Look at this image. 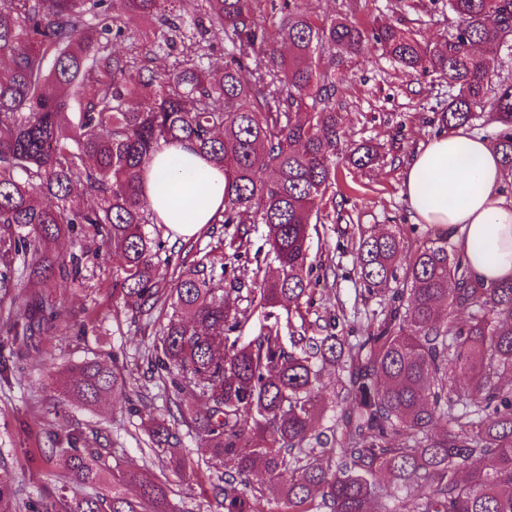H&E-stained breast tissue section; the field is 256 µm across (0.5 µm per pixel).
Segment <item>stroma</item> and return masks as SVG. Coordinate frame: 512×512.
Listing matches in <instances>:
<instances>
[{
	"mask_svg": "<svg viewBox=\"0 0 512 512\" xmlns=\"http://www.w3.org/2000/svg\"><path fill=\"white\" fill-rule=\"evenodd\" d=\"M354 19L363 26L397 24L411 30L421 44L435 45L448 33V9L439 0H359ZM336 105L346 139L382 146L383 161L359 171L340 168L336 191L319 205L320 221L312 233L309 261L316 279L311 302L291 315L293 327L308 323L318 335L316 317L332 319L342 336L364 335L365 310L375 308L357 275L352 245L360 231L383 232L400 226L412 241L434 235L429 224L413 223L401 192V175L416 150L438 133V104L447 88L431 78L404 70L383 57L373 43L361 56L345 60L336 72ZM166 243L164 286L191 265L227 263L225 288L239 289L247 310L243 335L264 325L259 306L258 265L267 262L262 225H205L181 237L162 229ZM243 240L241 255L230 258L225 240ZM51 298L57 305L58 333L41 337L36 349H24L0 332V358L9 360L0 376V483L11 489L0 512H44L59 498H82L95 487L66 478L52 439L63 426L79 427L83 447L108 454L119 466L136 467L166 485L175 512H223L211 486L221 476L220 459L205 453L194 430L178 425V443L161 448L150 439L154 418L172 409L165 371L149 365L162 320L136 316L112 291V266L88 261L81 281L56 279ZM116 365L128 390L87 407L64 399L60 386L72 365L84 359Z\"/></svg>",
	"mask_w": 512,
	"mask_h": 512,
	"instance_id": "stroma-1",
	"label": "stroma"
}]
</instances>
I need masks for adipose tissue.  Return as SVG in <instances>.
<instances>
[{
    "instance_id": "obj_1",
    "label": "adipose tissue",
    "mask_w": 512,
    "mask_h": 512,
    "mask_svg": "<svg viewBox=\"0 0 512 512\" xmlns=\"http://www.w3.org/2000/svg\"><path fill=\"white\" fill-rule=\"evenodd\" d=\"M506 173L488 140L463 130L434 138L402 172L413 223L448 232L473 277L493 287L512 279V198ZM160 221L190 237L224 209V172L180 146L158 151L144 179Z\"/></svg>"
}]
</instances>
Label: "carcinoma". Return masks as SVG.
Here are the masks:
<instances>
[{
    "instance_id": "1",
    "label": "carcinoma",
    "mask_w": 512,
    "mask_h": 512,
    "mask_svg": "<svg viewBox=\"0 0 512 512\" xmlns=\"http://www.w3.org/2000/svg\"><path fill=\"white\" fill-rule=\"evenodd\" d=\"M120 2L170 33L192 29L171 69L149 67L157 41L142 55L112 49L124 30L110 27L107 0H0V289L13 287L8 271L18 260L33 285L48 288L58 276L81 279L91 255L112 260L135 312L171 310L151 365L176 370V408L187 394L207 407L154 420L151 438L171 447L174 423L193 428L224 461L212 485L224 512H261L263 490L251 487L258 469L283 512H400L381 493V475L411 502L407 512H512V387L502 385L512 380V280L486 288L448 248V234L412 243L397 226L354 243L359 277L380 297L362 340L295 330L285 341L277 314L285 304L300 311L312 292L311 226L336 188L337 161L365 170L380 160L370 141L345 143L333 106L336 67L365 41L448 84L440 130L497 124L490 144L512 171V75L497 56L473 51L485 44L512 56V0H447L454 27L433 47L401 27L368 30L301 0H206L190 20L170 9L174 0ZM216 30L225 50L215 68L201 40ZM169 145L224 170V211L213 223L241 224L253 213L264 224L277 267L260 281L267 325L245 342L229 340L245 311L240 289L219 287L224 267L197 265L160 287L164 242L143 182ZM77 228L98 248L57 253V240ZM27 306V322L7 333L35 349L33 336L53 334L57 312L37 292ZM318 360L341 364L347 380L339 416L317 433ZM75 371L63 395L87 406L126 388L95 359ZM52 453L73 481L112 477V492L63 498L45 512H173L165 488L138 470L74 445Z\"/></svg>"
}]
</instances>
